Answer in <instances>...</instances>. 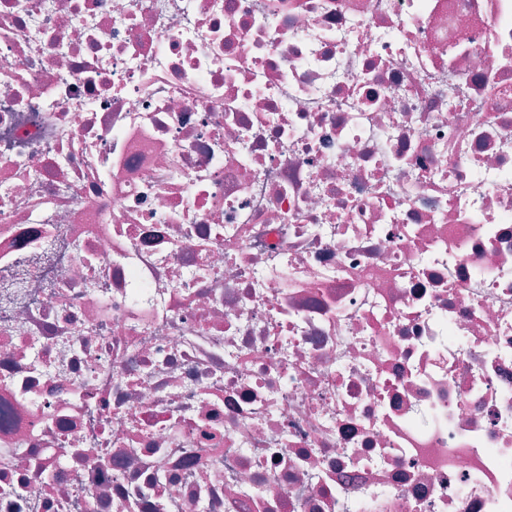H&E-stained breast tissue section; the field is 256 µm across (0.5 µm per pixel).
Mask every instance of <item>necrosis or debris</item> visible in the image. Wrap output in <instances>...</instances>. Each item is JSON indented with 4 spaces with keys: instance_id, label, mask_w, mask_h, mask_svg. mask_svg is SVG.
I'll return each instance as SVG.
<instances>
[{
    "instance_id": "obj_1",
    "label": "necrosis or debris",
    "mask_w": 512,
    "mask_h": 512,
    "mask_svg": "<svg viewBox=\"0 0 512 512\" xmlns=\"http://www.w3.org/2000/svg\"><path fill=\"white\" fill-rule=\"evenodd\" d=\"M0 512H512V0H0Z\"/></svg>"
}]
</instances>
